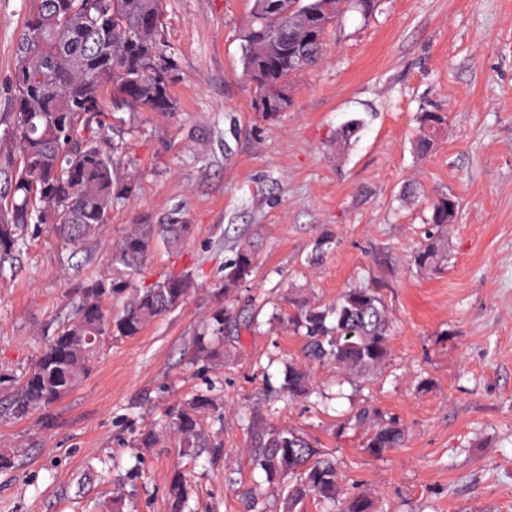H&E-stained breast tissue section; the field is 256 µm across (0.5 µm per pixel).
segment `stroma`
Returning a JSON list of instances; mask_svg holds the SVG:
<instances>
[{
	"mask_svg": "<svg viewBox=\"0 0 512 512\" xmlns=\"http://www.w3.org/2000/svg\"><path fill=\"white\" fill-rule=\"evenodd\" d=\"M28 0H0V113L9 109L14 50ZM250 0H167L176 62L173 115L120 113L110 138L119 173L138 183L101 238L73 251L51 225L31 231L0 279V403L71 319L92 277H109L105 243L134 216L193 224L180 253H153L137 284L191 272L183 306L132 338L106 339L88 375L46 412L0 413V512H102L117 479L125 512H167L183 472L191 512H245L261 495L280 512L284 489L253 461L247 420L302 433L336 462L340 490L383 512H512V0H381L370 18L346 14L315 69L293 78L286 111L256 112L241 77L238 33ZM446 113L435 149L413 153L421 110ZM360 118L357 138L336 133ZM416 195L403 200L405 185ZM438 192L457 197L446 269L412 263ZM332 248L313 256L314 241ZM261 242L239 303L293 313L348 288L379 289L393 316L389 355L374 373L341 379L309 364L311 394L280 393L285 363L305 339L279 323L243 331L212 362L196 360L224 261L238 241ZM218 407L201 417L207 446L181 454L160 424L193 392ZM403 424L401 447L365 451L359 411ZM156 431L153 447L135 444Z\"/></svg>",
	"mask_w": 512,
	"mask_h": 512,
	"instance_id": "stroma-1",
	"label": "stroma"
}]
</instances>
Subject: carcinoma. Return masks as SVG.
I'll return each mask as SVG.
<instances>
[{
    "instance_id": "carcinoma-1",
    "label": "carcinoma",
    "mask_w": 512,
    "mask_h": 512,
    "mask_svg": "<svg viewBox=\"0 0 512 512\" xmlns=\"http://www.w3.org/2000/svg\"><path fill=\"white\" fill-rule=\"evenodd\" d=\"M252 0L240 30L243 79L255 86L257 98L270 104L258 111L282 112L281 94L297 74L317 67L324 56L325 36L349 10L370 17L380 0ZM165 0H30L14 50L10 108L0 134V278L13 269L25 246L28 227L50 224L67 246L78 248L97 238L109 223L112 207L135 196L134 179L118 175L120 158L100 141L106 139L111 112L175 111L170 93L174 59L163 29ZM446 122L441 112L419 114L420 134L414 151L424 156L434 147ZM458 199L439 194L429 207L426 241L413 254L419 270L438 273L447 253L443 234L454 223ZM193 225L154 223L139 215L133 228L107 243L105 261L112 276L84 288L74 317L35 358L15 390L11 411L24 416L50 408L89 370L103 341L133 338L152 321L181 307L194 286L189 273L167 275L145 286L133 276L159 248L179 250ZM259 261L255 242L245 240L224 264V296L251 281ZM112 300L117 309L104 306ZM242 312L231 303L218 304L207 333L224 337L239 331ZM287 322L305 338V358L329 362L341 375L363 376L378 369L388 355L392 319L379 290L349 288L331 304H302ZM223 347L200 340L196 358L213 361ZM279 391L304 397L310 391L307 372L284 366ZM214 407L210 391H200L173 406L165 428L183 452L206 447L199 416ZM405 438L394 420L374 422L364 448L380 456ZM255 458L270 482L291 479L284 512H296L307 498L336 500V463L308 439L285 427L255 430ZM170 512H185L187 481L176 474L168 491ZM346 512H373L371 497L358 493Z\"/></svg>"
}]
</instances>
